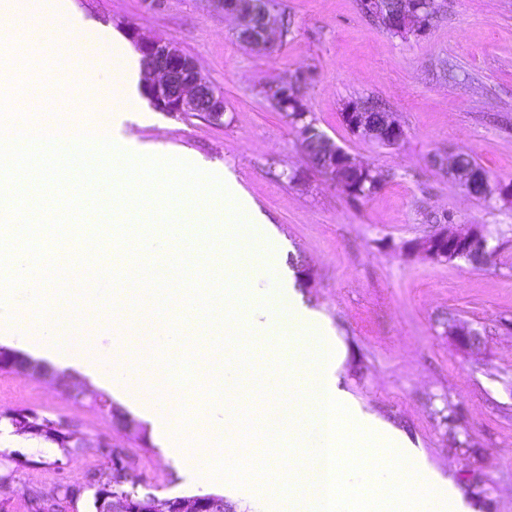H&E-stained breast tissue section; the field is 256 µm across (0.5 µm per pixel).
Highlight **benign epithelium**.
Segmentation results:
<instances>
[{
  "label": "benign epithelium",
  "instance_id": "benign-epithelium-1",
  "mask_svg": "<svg viewBox=\"0 0 512 512\" xmlns=\"http://www.w3.org/2000/svg\"><path fill=\"white\" fill-rule=\"evenodd\" d=\"M224 8V13L233 16L236 21L238 40L249 47L269 50L275 42L273 3L271 0H217ZM364 11L372 16L386 15L389 23L396 30L409 31L419 35L430 25L429 0H397L395 11H386L383 0H362ZM137 51L142 55L148 72L146 97L151 105L171 114L199 112L208 119L219 122L224 116V95L216 91L202 78L195 60L186 54L180 44L171 39L153 38L139 32L136 28L129 29ZM307 76L303 72L294 78L267 88L274 93L285 114L294 116L307 111L305 89ZM344 117L350 129L358 136L374 141L386 147H394L400 143L404 131L391 113L383 109H375L366 102L349 104L345 108ZM322 159L309 160L313 169L333 182L347 180L349 177L364 175L370 166L358 162L347 151L336 146L326 135H321ZM448 172L463 188L472 185L474 175L458 164V157L448 161ZM408 250L416 255L425 254L432 262H445L458 254L469 255L472 259L482 262L495 250L488 245V236L484 228L476 224H441L437 229L432 243L422 245V241H411ZM454 344L465 352L479 351L477 333L455 327L450 331ZM11 372L23 376L43 377L47 375L43 363L26 361V365L17 366ZM30 412L9 410L0 413V421L9 420L17 432L29 433L28 417ZM53 434L63 439L67 448H84L86 441L77 426L71 421L60 418L55 425ZM148 512H206L203 502L198 497L167 500L163 508H158L156 500L149 502Z\"/></svg>",
  "mask_w": 512,
  "mask_h": 512
}]
</instances>
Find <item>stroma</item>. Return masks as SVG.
Here are the masks:
<instances>
[{
	"label": "stroma",
	"mask_w": 512,
	"mask_h": 512,
	"mask_svg": "<svg viewBox=\"0 0 512 512\" xmlns=\"http://www.w3.org/2000/svg\"><path fill=\"white\" fill-rule=\"evenodd\" d=\"M54 11H77L96 24L176 40L203 78L224 95V117L199 113H131L123 134L155 155L201 170L231 173L283 243L302 304L320 313L339 344V387L366 413L405 436L428 470L450 480L475 512H512V204L470 197L433 157L472 155L493 180L512 182V0H444L429 30L402 39L361 10L359 0H275L276 19H291L288 36L270 50L243 46L235 20L218 0H38ZM309 76L307 110L316 126L361 163L381 171V188L354 199L313 170L295 131L267 99L268 86L297 72ZM0 91L24 98L30 111L77 126L89 116L72 87L39 71L7 72ZM374 99L401 124L393 148L354 135L347 104ZM479 224L496 254L476 269L457 260L432 262L407 253L406 242L435 231L436 220ZM69 303L92 304L90 329L109 353L132 336L155 373L169 339H183L198 385L219 382L221 351L206 347L224 325L194 323L176 303V318L141 311L136 285L125 314L108 297H91L76 280ZM456 320L485 338L479 354L458 349L444 322ZM73 367L48 376L0 371V407H31L74 421L88 440L109 439L141 492L157 501L223 495L219 482H185L164 454L151 422ZM288 385L263 365L243 393L227 397L226 413L249 411L260 429L272 425ZM14 434L0 446V512H27L25 494L53 500L65 485L106 471L107 455L88 447L65 455L56 445L33 448Z\"/></svg>",
	"instance_id": "obj_1"
}]
</instances>
